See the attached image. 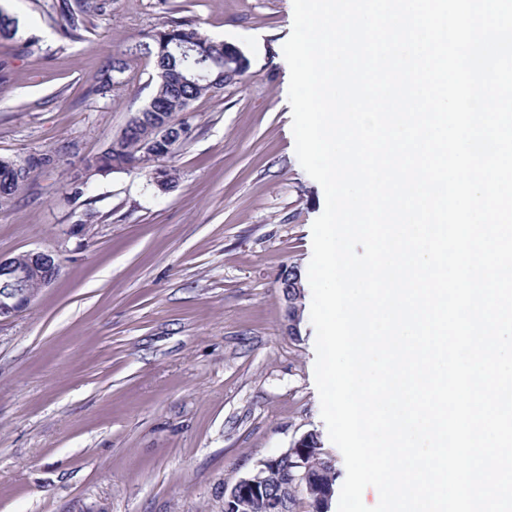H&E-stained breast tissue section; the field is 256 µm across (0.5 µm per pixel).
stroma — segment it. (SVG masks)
Instances as JSON below:
<instances>
[{"mask_svg": "<svg viewBox=\"0 0 512 512\" xmlns=\"http://www.w3.org/2000/svg\"><path fill=\"white\" fill-rule=\"evenodd\" d=\"M60 0H0V155H54L0 210V255L44 251L61 269L0 321V512H224V490L317 432L313 325L288 336L279 277L308 270L321 185L291 144L282 47L293 0H108L81 38ZM187 20L248 61L190 107L168 158L177 187L144 172L72 171L148 102L153 67L91 96L110 55Z\"/></svg>", "mask_w": 512, "mask_h": 512, "instance_id": "35a3bbf8", "label": "stroma"}]
</instances>
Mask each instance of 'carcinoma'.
I'll return each mask as SVG.
<instances>
[{
    "label": "carcinoma",
    "instance_id": "obj_1",
    "mask_svg": "<svg viewBox=\"0 0 512 512\" xmlns=\"http://www.w3.org/2000/svg\"><path fill=\"white\" fill-rule=\"evenodd\" d=\"M72 6L65 2L60 10L67 22L65 35L75 38L89 17L103 9V4L98 0H76L77 9H72ZM148 39L145 46L151 50L155 69L165 72L166 81L155 82L151 99L142 108L144 120L115 135L100 154L86 160L82 170L70 176L72 190L77 195L83 193L88 179L100 172L113 169L146 170V167L139 165L143 148L155 139L157 127L164 123L178 127L173 139L157 150L162 160L170 156L191 134L190 124L181 118V114L192 102L224 89V48L231 47V44L208 38L186 23L165 25L149 35ZM133 60L132 52L111 56L91 92L103 98L112 96V92L132 80L130 72ZM23 164L22 160L0 156V209L8 207L31 178V173L23 170ZM309 458L322 483L334 486L337 478L335 464L323 451L320 436L316 433L313 434ZM292 472L293 461L287 457L280 459L269 493H277L281 484L289 481Z\"/></svg>",
    "mask_w": 512,
    "mask_h": 512
}]
</instances>
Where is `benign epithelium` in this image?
Instances as JSON below:
<instances>
[{
    "label": "benign epithelium",
    "instance_id": "obj_1",
    "mask_svg": "<svg viewBox=\"0 0 512 512\" xmlns=\"http://www.w3.org/2000/svg\"><path fill=\"white\" fill-rule=\"evenodd\" d=\"M29 267L18 265L13 257L0 256V271L10 272L12 281L7 287H0V319L9 318L25 310L34 299L33 290L29 288L30 280L38 281L41 287L49 286L56 279L58 259L46 252L28 251ZM280 288L286 307L284 329L290 336L297 335L301 320L302 307L297 302L305 295L302 278H290L284 274L280 278ZM308 434H303L290 444V449L303 459L301 465L304 471L293 481L291 488H283L277 495L265 494L266 486L272 470L273 457L259 462L254 472L240 478L234 485L224 489V502L247 503L255 500L261 503L263 512H287L288 499L299 494L307 497L311 512H328L329 502L334 495V489L324 487L311 474L307 457Z\"/></svg>",
    "mask_w": 512,
    "mask_h": 512
}]
</instances>
